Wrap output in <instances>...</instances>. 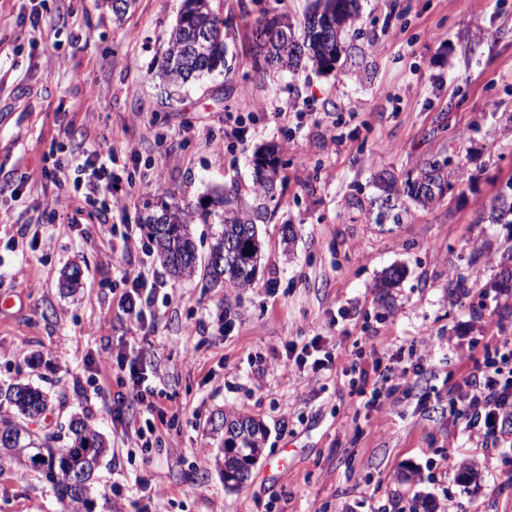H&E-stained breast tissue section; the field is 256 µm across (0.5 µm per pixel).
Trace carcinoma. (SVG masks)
Masks as SVG:
<instances>
[{
    "instance_id": "1",
    "label": "carcinoma",
    "mask_w": 512,
    "mask_h": 512,
    "mask_svg": "<svg viewBox=\"0 0 512 512\" xmlns=\"http://www.w3.org/2000/svg\"><path fill=\"white\" fill-rule=\"evenodd\" d=\"M358 0H316L303 25L286 14L265 12L255 20V45L251 70L262 79L298 67L307 56L319 69L334 67L342 52L343 34L358 18ZM224 20L210 7V0H184L163 51L159 74L163 84L180 88L192 79L225 66ZM255 200L243 208L224 192L193 204L164 192L156 204L147 205L143 223L161 263L175 278L198 270L213 284L231 288L254 285L262 260L257 224L268 214L276 196L284 163L276 146L255 156ZM447 162L432 161L405 182L407 196L426 207L437 202L423 192L427 184L448 181ZM215 225L207 262L199 266L191 225ZM48 409L43 391L20 380L0 385V475L40 471L54 486L61 503H86L93 478L108 453L103 435L80 417L70 419L67 431L41 435L30 429L35 418ZM224 430V482L240 485L249 466L264 451L266 432L251 418L226 413L216 426Z\"/></svg>"
}]
</instances>
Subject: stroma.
<instances>
[{
	"label": "stroma",
	"mask_w": 512,
	"mask_h": 512,
	"mask_svg": "<svg viewBox=\"0 0 512 512\" xmlns=\"http://www.w3.org/2000/svg\"><path fill=\"white\" fill-rule=\"evenodd\" d=\"M182 4L135 0L118 25L108 0H0V384L49 393L43 430L80 416L110 446L89 503L62 508L38 475H6L0 512H412L423 496L512 512V446H481L448 415L472 359L512 336V224L489 219L512 182V0H359L334 69L305 60L274 82L250 67L252 25L265 7L303 22L312 0H210L233 76L172 92L154 74ZM101 134L131 191L125 207L54 210L60 188L37 182L42 166ZM271 143L286 163L283 203L258 227L254 286L170 276L144 203L165 190L194 203L216 187L252 200L253 156ZM437 158L444 198L422 208L401 193V222L380 219L378 175L402 184ZM72 266L82 285L71 293L60 273ZM126 266L166 283L146 343L118 307ZM394 266L404 277L382 296ZM460 278L466 288L451 290ZM313 341L327 369H297ZM114 350L143 357L170 398L149 449L125 447L112 425L120 370L86 367ZM419 364L413 384L367 405L363 372ZM98 381L108 397L86 399ZM227 412L267 429L233 489L214 429ZM465 465L476 480L460 478Z\"/></svg>",
	"instance_id": "stroma-1"
}]
</instances>
